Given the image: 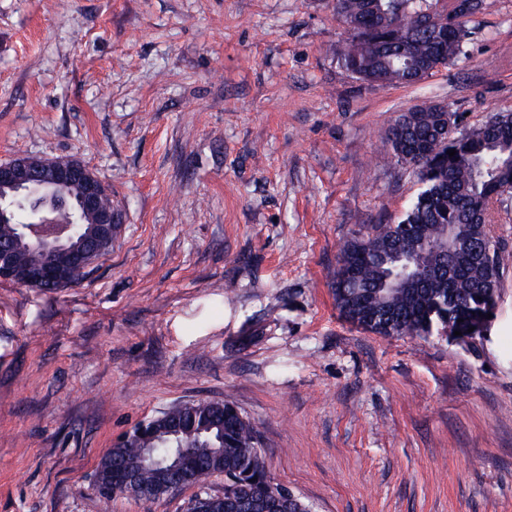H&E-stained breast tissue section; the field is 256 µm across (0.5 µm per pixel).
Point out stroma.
I'll return each instance as SVG.
<instances>
[{
	"label": "stroma",
	"instance_id": "1",
	"mask_svg": "<svg viewBox=\"0 0 512 512\" xmlns=\"http://www.w3.org/2000/svg\"><path fill=\"white\" fill-rule=\"evenodd\" d=\"M415 85L341 67L335 0H0V163L76 159L121 222L76 285L0 281V512H187L196 487L103 506L115 439L230 401L312 512H512V195L484 335L345 321L340 244L418 192L383 147L426 101L512 110V0Z\"/></svg>",
	"mask_w": 512,
	"mask_h": 512
}]
</instances>
